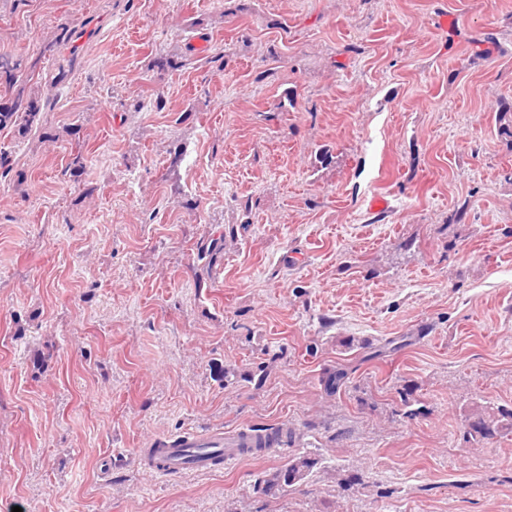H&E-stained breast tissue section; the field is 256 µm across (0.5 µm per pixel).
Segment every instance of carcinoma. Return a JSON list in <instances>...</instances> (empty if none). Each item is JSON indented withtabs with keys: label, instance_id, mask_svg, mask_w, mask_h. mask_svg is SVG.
Listing matches in <instances>:
<instances>
[{
	"label": "carcinoma",
	"instance_id": "1",
	"mask_svg": "<svg viewBox=\"0 0 512 512\" xmlns=\"http://www.w3.org/2000/svg\"><path fill=\"white\" fill-rule=\"evenodd\" d=\"M36 65L31 63L22 70L19 60L0 54V85L12 91L8 97H0V132L10 131L18 139H24L39 129L40 114L44 102L40 96L27 89L35 75ZM498 133L512 145V104L502 102L496 114ZM199 257L205 260L206 271L224 256V235L212 237L200 244ZM347 373L337 369L323 380L324 391L335 394L345 383ZM512 433V408L492 406L485 402L473 409L472 422L466 440L483 444L497 436ZM317 465V460L307 455H296L288 460L287 466L293 473L294 483H299Z\"/></svg>",
	"mask_w": 512,
	"mask_h": 512
}]
</instances>
